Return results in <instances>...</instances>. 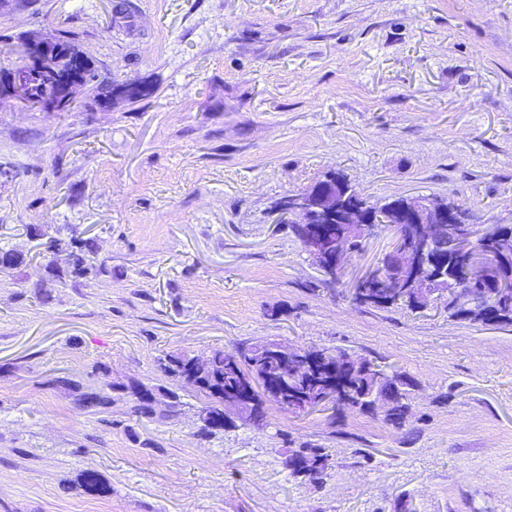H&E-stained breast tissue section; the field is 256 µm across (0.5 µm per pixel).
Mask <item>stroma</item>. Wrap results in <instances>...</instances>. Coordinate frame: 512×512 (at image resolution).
I'll return each instance as SVG.
<instances>
[{
  "mask_svg": "<svg viewBox=\"0 0 512 512\" xmlns=\"http://www.w3.org/2000/svg\"><path fill=\"white\" fill-rule=\"evenodd\" d=\"M28 0L0 8V68L73 32L146 96L71 111L0 101V512H512V325L356 304L370 239L327 284L281 201L330 171L370 203L445 198L512 224V0ZM78 225L106 273L46 242ZM257 341L343 348L417 380L409 432L349 409L206 436L158 360ZM112 384L104 412L60 379ZM175 392L173 419L129 385ZM328 449L322 486L289 449ZM97 471L108 496L86 494Z\"/></svg>",
  "mask_w": 512,
  "mask_h": 512,
  "instance_id": "1",
  "label": "stroma"
}]
</instances>
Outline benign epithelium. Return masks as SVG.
<instances>
[{
	"mask_svg": "<svg viewBox=\"0 0 512 512\" xmlns=\"http://www.w3.org/2000/svg\"><path fill=\"white\" fill-rule=\"evenodd\" d=\"M61 49L62 44L50 38L38 35L26 38L21 63L0 77V100L11 98L21 101L32 85L48 81L53 84L54 92L44 99L42 110L59 112L65 109L86 82L88 56L83 52L74 56L79 68L72 67L68 74L59 76L53 71L51 62ZM348 198V189L341 180L316 185L289 196V215L298 224L300 241L309 255L319 261L325 277L331 279L344 273V259L347 254L354 252V238L368 240L387 228L394 231L399 224H413L417 228L416 237L405 242L395 238L388 250L395 259L403 290L417 294L419 302L424 304L453 294V289L438 288L435 279H426L423 275L432 262L433 252L441 248L462 257L468 275L479 278V287L466 293L453 294L456 302L467 308L471 317L478 322L490 316L488 295L493 291H507V280L502 275L501 266L512 260V252L502 243L499 225L492 224L486 231L480 232L476 225L452 218V205L445 199L411 197L393 208L377 211L354 201L350 203ZM330 224L349 225L348 238H336L328 228ZM478 237L494 242L495 249L491 252L477 250L474 240ZM385 274L386 269L379 264L357 276L352 287L372 285ZM255 356L283 367L268 380L271 393L280 399L284 398L285 384L288 383L286 368L309 375L319 361V358L300 348L287 349L279 342L266 344ZM321 385V392L301 397L298 402L300 410L308 413L339 403L336 380L324 379Z\"/></svg>",
	"mask_w": 512,
	"mask_h": 512,
	"instance_id": "7a95c632",
	"label": "benign epithelium"
}]
</instances>
